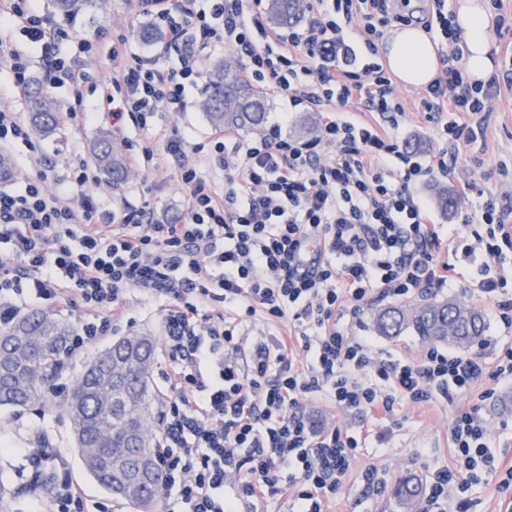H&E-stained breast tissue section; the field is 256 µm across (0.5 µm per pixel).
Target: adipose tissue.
I'll return each mask as SVG.
<instances>
[{
    "label": "adipose tissue",
    "instance_id": "obj_1",
    "mask_svg": "<svg viewBox=\"0 0 512 512\" xmlns=\"http://www.w3.org/2000/svg\"><path fill=\"white\" fill-rule=\"evenodd\" d=\"M455 21L465 37L464 66L471 80L484 82L496 64L490 55L488 21L483 0H456ZM383 57L388 69L406 86L423 88L437 77L440 64L429 35L416 26L392 30Z\"/></svg>",
    "mask_w": 512,
    "mask_h": 512
}]
</instances>
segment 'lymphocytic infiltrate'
Masks as SVG:
<instances>
[{"mask_svg": "<svg viewBox=\"0 0 512 512\" xmlns=\"http://www.w3.org/2000/svg\"><path fill=\"white\" fill-rule=\"evenodd\" d=\"M129 2L160 34L155 52L108 29L81 37L74 17L43 13L37 0H0V63L14 91L41 66L48 87L69 90L67 131L92 117L88 64L102 56L113 129L148 133L159 113L185 111L205 58L221 48L289 112L318 113L317 131L288 134L283 115L244 140L217 127L205 148L183 137L132 148L133 174L177 182L185 207L175 217L146 202L108 208L98 173L76 153L49 184L42 155L31 154L12 172L17 189L0 191V325L20 299L57 306L73 295L84 318L76 352L124 321L131 292L164 299L168 388L155 451L164 488L177 492L165 512H257L285 497L296 512H324L371 430L355 437L315 420L311 397L374 419L403 401H450L481 380H512V344L490 365L436 347L409 361L352 332L369 305L445 287L454 269L438 259L445 245L479 262L480 297L495 298L512 327V164L499 162L501 191L459 225L438 222L416 190L423 177L454 173L457 150L484 139L496 100L512 91V55L501 76L470 81L446 0H304L303 21L288 26L265 19L263 0ZM399 24L422 25L441 65L416 101L443 143L428 156L408 147L407 108L379 55ZM257 315L275 331L244 342L241 326ZM448 442L451 462L430 479L422 512H470L467 491L489 475L512 499V465L491 453L478 410L456 414ZM29 456L34 468L55 467L53 512H72L80 500L61 457Z\"/></svg>", "mask_w": 512, "mask_h": 512, "instance_id": "obj_1", "label": "lymphocytic infiltrate"}]
</instances>
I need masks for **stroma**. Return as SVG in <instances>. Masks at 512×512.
Returning a JSON list of instances; mask_svg holds the SVG:
<instances>
[{"label":"stroma","instance_id":"35a3bbf8","mask_svg":"<svg viewBox=\"0 0 512 512\" xmlns=\"http://www.w3.org/2000/svg\"><path fill=\"white\" fill-rule=\"evenodd\" d=\"M146 19L136 16L126 0H110L107 8L89 15H77L81 35L89 37L96 30L125 27L130 35H137ZM201 88L188 92L189 107L184 112H163L156 120V139L182 136L190 143H206L212 129L205 112L199 108ZM89 111L98 115L90 123L76 122L67 136L57 134L39 139L38 145L44 159L54 166L56 174H63L62 163L70 153H79L85 160H92L90 150L95 136L111 131L109 108L99 92H86ZM469 149H460L455 174L475 181L478 190L493 193L501 184L495 173L499 160L512 157V93L502 92L488 122L482 168H474ZM150 202L161 210L177 213L184 209L185 200L176 182L157 184L151 179L137 177L112 188L107 203L113 210H120L124 202ZM476 267L459 268L447 287L434 289V296L451 297L475 308L483 315L487 330L486 362H493L496 347L512 342V329L505 328L496 316L494 302L477 300L472 284L479 279ZM130 308L128 324L118 327L109 335L87 345L80 353L69 357L67 368L58 379L59 388H67L78 375L85 362L112 341L136 331L154 338H162L163 309L159 300L132 293L128 298ZM482 386L458 394L453 401L437 400L415 405L404 402L396 406L391 417L375 421L371 435L358 449L353 465L336 497L324 504L325 512H408L395 498V488L402 476L417 475L429 481L437 470L447 467L451 450L448 446V426L460 411L478 408L490 429V446L495 456L512 459V410L504 409L505 400L512 398V384L504 382L496 386L492 397L482 395ZM0 441L12 444L9 452H0V512H32L40 508L49 512L57 492L55 480H48L43 489H36V478L28 456V448H45L60 451L66 462L70 478L76 488L85 495L84 512H135L132 505L112 496L99 486L84 470L78 451L72 442V428L67 417L54 406L34 403L15 410H0ZM378 469L384 477L385 487L376 493L365 487L362 473L366 468Z\"/></svg>","mask_w":512,"mask_h":512}]
</instances>
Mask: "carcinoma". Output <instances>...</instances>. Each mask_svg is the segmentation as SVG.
<instances>
[{"mask_svg":"<svg viewBox=\"0 0 512 512\" xmlns=\"http://www.w3.org/2000/svg\"><path fill=\"white\" fill-rule=\"evenodd\" d=\"M57 3L67 14L83 5L103 10L107 0ZM304 8V0H269L268 17L286 26L298 22ZM237 70L232 60L212 70L200 108L215 125L255 130L265 120V97L242 81ZM28 97L31 130L38 137L51 134L61 116L55 102L37 86L28 91ZM94 155L112 184L126 180L122 148L110 136L98 138ZM374 328L390 339L412 333L430 344L468 350L483 340L486 325L476 310L454 298H442L382 308L375 313ZM73 335L68 321L35 309L0 327V363L15 355L24 358V364L14 369L10 391L0 394V408L20 409L60 398L85 470L139 512H154L162 490L154 452L159 424L150 394L157 368L156 341L135 332L121 337L86 363L60 395L53 381L66 364ZM423 493L422 480L413 475L402 477L395 489V495L411 509Z\"/></svg>","mask_w":512,"mask_h":512,"instance_id":"obj_1","label":"carcinoma"}]
</instances>
